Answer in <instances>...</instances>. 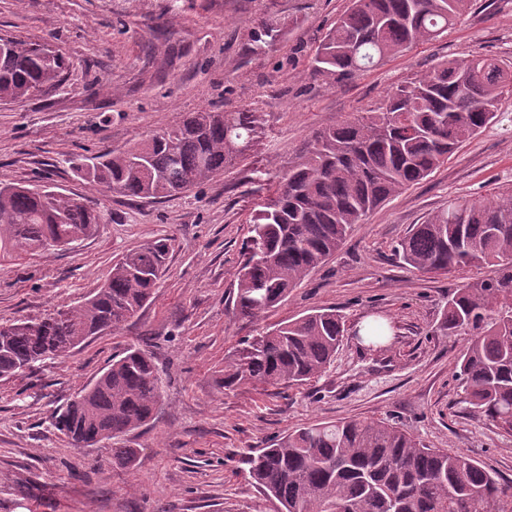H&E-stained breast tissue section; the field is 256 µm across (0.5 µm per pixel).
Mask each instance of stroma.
<instances>
[{"label":"stroma","instance_id":"1","mask_svg":"<svg viewBox=\"0 0 512 512\" xmlns=\"http://www.w3.org/2000/svg\"><path fill=\"white\" fill-rule=\"evenodd\" d=\"M349 0H0V35L48 44L68 68L58 86L0 102V184L49 180L97 204V232L71 249L0 262V323L74 304L104 282L115 257L172 237L155 299L120 329L65 359L0 380V512H274L248 484L244 454L294 428L364 418L398 424L432 448L464 453L512 484V434L462 403L454 376L466 337L438 324L455 288L494 266L424 274L393 252L411 225L468 194L512 191V93L498 117L426 180L355 225L329 261L275 311H235L237 272L256 236L254 215L315 136L379 111L387 95L471 53L512 61V0H473L448 31L351 80L310 76L324 34ZM279 35L256 47L262 21ZM257 109L262 131L245 160L186 194L142 200L77 178L70 157L121 150L200 110ZM348 329L330 367L301 386L219 388L225 358L275 323L318 308ZM373 319L381 346L354 331ZM149 351L165 384L157 418L131 432L133 465L110 447L75 448L51 425L124 349Z\"/></svg>","mask_w":512,"mask_h":512}]
</instances>
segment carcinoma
I'll list each match as a JSON object with an SVG mask.
<instances>
[{
	"label": "carcinoma",
	"instance_id": "1",
	"mask_svg": "<svg viewBox=\"0 0 512 512\" xmlns=\"http://www.w3.org/2000/svg\"><path fill=\"white\" fill-rule=\"evenodd\" d=\"M471 0H351L317 48L312 75L352 78L457 21ZM0 57V102L35 96L60 81L62 56L8 39ZM512 91V62L467 55L396 88L379 112L316 136L255 217L258 239L237 274V307L255 316L278 306L344 243L353 226L428 178L497 117ZM252 110L191 112L176 126L124 150L70 159L76 176L107 192L145 200L174 197L233 166L257 134ZM106 221L100 209L46 185L0 186V261L73 246ZM169 239L127 250L103 285L42 319L0 324V378L44 357L64 358L102 328L116 330L154 297ZM395 255L426 273L497 267V275L448 296L439 330L468 337L457 363L472 409L512 433V193L456 197L397 241ZM343 317L314 309L283 321L225 358L217 383L278 387L330 365ZM163 377L151 353L128 347L53 417L71 445L119 441L158 413ZM249 484L276 512H512V485L469 456L430 448L384 421L313 424L245 458Z\"/></svg>",
	"mask_w": 512,
	"mask_h": 512
}]
</instances>
